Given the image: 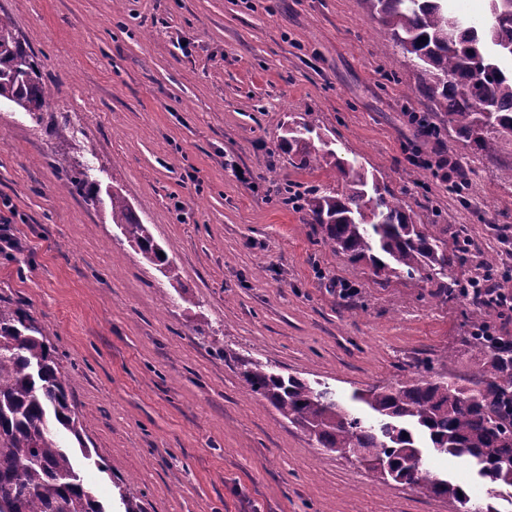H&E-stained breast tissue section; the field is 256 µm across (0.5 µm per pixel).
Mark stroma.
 I'll return each instance as SVG.
<instances>
[{
  "instance_id": "obj_1",
  "label": "stroma",
  "mask_w": 512,
  "mask_h": 512,
  "mask_svg": "<svg viewBox=\"0 0 512 512\" xmlns=\"http://www.w3.org/2000/svg\"><path fill=\"white\" fill-rule=\"evenodd\" d=\"M52 90L32 116L0 103V215L22 252H0V299L44 328L72 380L88 486L123 512H456L416 486L382 485L248 395L241 364L327 383L340 401L445 353L467 307L382 284L284 205L282 184H332L280 147L304 122L361 164L419 224L466 228L512 273V182L496 159L424 141L418 73L364 0H0ZM67 126V141L54 131ZM459 163L471 190L408 177L412 149ZM87 165L97 204L54 161ZM121 190L176 267L164 277L123 236ZM208 325L209 337L195 324Z\"/></svg>"
}]
</instances>
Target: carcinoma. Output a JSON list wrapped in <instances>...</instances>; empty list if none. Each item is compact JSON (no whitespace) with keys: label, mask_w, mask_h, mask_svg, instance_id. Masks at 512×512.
Segmentation results:
<instances>
[{"label":"carcinoma","mask_w":512,"mask_h":512,"mask_svg":"<svg viewBox=\"0 0 512 512\" xmlns=\"http://www.w3.org/2000/svg\"><path fill=\"white\" fill-rule=\"evenodd\" d=\"M479 22L448 15V0H364L392 47L420 73V91L439 116V132L479 155L512 145V0H487ZM51 96L31 50L10 20L0 15V101L34 115ZM306 123L287 127L282 147L290 159L333 174L334 187L285 192L321 240L350 260L367 261L385 282L423 279L422 273L468 261L472 242L464 230L448 241L437 224H417L401 200L361 166L347 165L336 151L314 146ZM71 183L89 200L98 190L75 158L57 159ZM112 223L144 257L176 268L160 256L147 229L118 190L109 195ZM450 301L471 306L461 323L460 344L472 369L434 371L422 360L404 381L353 393L365 412L343 405L335 391L295 375L243 362L251 394L341 456H351L377 481L415 485L457 506V512H500L495 500L512 505V336L490 322L504 306L501 288H479L451 278L437 289ZM71 379L55 348L28 313L0 304V512H106L89 490L72 448L60 429L83 443L82 427L68 398ZM440 456L473 461L486 498L475 499L455 480L424 467L420 439Z\"/></svg>","instance_id":"carcinoma-1"}]
</instances>
